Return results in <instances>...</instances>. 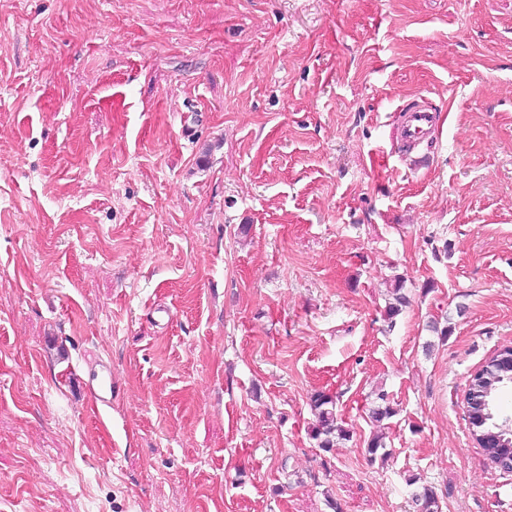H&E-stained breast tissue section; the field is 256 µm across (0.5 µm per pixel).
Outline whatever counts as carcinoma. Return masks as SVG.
Returning <instances> with one entry per match:
<instances>
[{"instance_id": "cac0c4a2", "label": "carcinoma", "mask_w": 512, "mask_h": 512, "mask_svg": "<svg viewBox=\"0 0 512 512\" xmlns=\"http://www.w3.org/2000/svg\"><path fill=\"white\" fill-rule=\"evenodd\" d=\"M512 383V349L507 348L488 359L473 377L474 402L467 409L468 422L473 425L472 435L482 446L485 454L503 466L512 465V427L499 422L493 397L504 384ZM380 404L372 409V418L381 421L393 414L388 403V393L380 390L377 394ZM336 402L333 397L317 393L311 398L316 424L312 437L319 441V447L331 448L337 440L349 438V430L337 421ZM418 512H439L437 493L427 487L413 493Z\"/></svg>"}]
</instances>
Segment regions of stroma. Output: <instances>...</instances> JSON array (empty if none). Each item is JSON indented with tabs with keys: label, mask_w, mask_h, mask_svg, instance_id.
Wrapping results in <instances>:
<instances>
[{
	"label": "stroma",
	"mask_w": 512,
	"mask_h": 512,
	"mask_svg": "<svg viewBox=\"0 0 512 512\" xmlns=\"http://www.w3.org/2000/svg\"><path fill=\"white\" fill-rule=\"evenodd\" d=\"M506 346L512 0H0V512H512ZM398 112L403 113L399 133L405 148L403 153L410 154L428 143L438 110L425 101H414L401 107ZM512 349L488 359L473 377L474 402L467 409L472 435L494 462L512 469V427L504 425L495 413L493 397L504 384L512 383ZM510 361V365L509 362ZM511 462V465H510ZM99 370L89 373L87 382L88 395L93 407L97 409L112 407V369L105 364H98ZM335 405L333 397L324 393H317L311 398V406L316 417V424L312 428V437L319 441V447L332 448L336 439L349 438V430L337 421Z\"/></svg>",
	"instance_id": "obj_1"
}]
</instances>
